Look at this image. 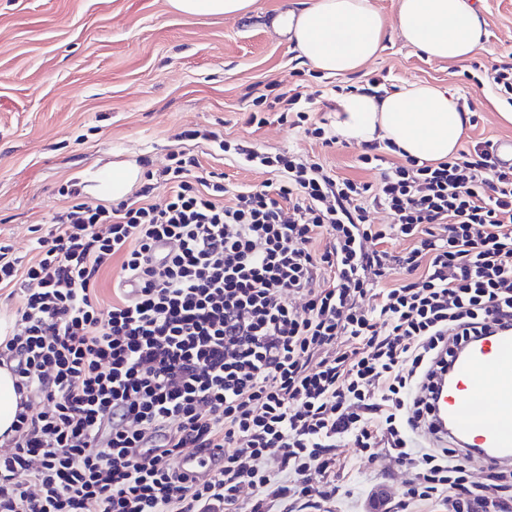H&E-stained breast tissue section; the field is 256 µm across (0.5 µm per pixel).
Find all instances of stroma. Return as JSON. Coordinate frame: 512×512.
Returning a JSON list of instances; mask_svg holds the SVG:
<instances>
[{"label": "stroma", "instance_id": "stroma-1", "mask_svg": "<svg viewBox=\"0 0 512 512\" xmlns=\"http://www.w3.org/2000/svg\"><path fill=\"white\" fill-rule=\"evenodd\" d=\"M306 2L255 0L250 13L225 18L178 13L168 0H0V239L29 260L32 227L67 207L70 190H85L107 165L130 162L155 172L184 150L205 170L223 173L230 189L275 181L224 152L223 140L261 153L288 150L340 176L376 179V171L359 167L361 144L343 138L324 148L285 124L248 125L252 100L269 83L280 93L321 92L314 116L330 125L335 111L325 102L333 85L360 89L381 74L397 90L429 83L472 100L476 121L464 143L512 138L496 93L466 77L475 66L487 71L512 62V0H476L487 50L462 62L407 44L395 27L399 0H373L385 20L379 53L355 73L317 78L274 25ZM188 130L196 139L185 138ZM336 455L341 467L328 512H366L377 491L394 512H434V505L408 501L414 472L394 458L367 461L347 440Z\"/></svg>", "mask_w": 512, "mask_h": 512}]
</instances>
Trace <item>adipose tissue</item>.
Here are the masks:
<instances>
[{"label": "adipose tissue", "mask_w": 512, "mask_h": 512, "mask_svg": "<svg viewBox=\"0 0 512 512\" xmlns=\"http://www.w3.org/2000/svg\"><path fill=\"white\" fill-rule=\"evenodd\" d=\"M279 23L299 57L330 75L358 70L381 49L383 19L372 0H313L285 12ZM396 26L408 44L433 58L458 61L485 50L474 0H399ZM468 121V113L430 84L381 98L352 93L336 110V127L347 139L387 141L428 162L457 153Z\"/></svg>", "instance_id": "1"}]
</instances>
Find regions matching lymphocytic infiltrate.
Returning a JSON list of instances; mask_svg holds the SVG:
<instances>
[{
	"label": "lymphocytic infiltrate",
	"instance_id": "1",
	"mask_svg": "<svg viewBox=\"0 0 512 512\" xmlns=\"http://www.w3.org/2000/svg\"><path fill=\"white\" fill-rule=\"evenodd\" d=\"M312 102L263 94L247 121L274 113L334 146ZM495 146L390 164L369 143L359 161L380 175L364 182L238 144L240 162L280 180L234 192L178 154L159 173L163 205L149 183L113 207L74 200L26 262L0 241V291L24 299L0 341L19 396L0 436V512H318L343 437L414 470L409 501L512 512L511 466L482 462L477 483L459 449L412 443L446 356L512 331V166ZM212 450V468L179 469Z\"/></svg>",
	"mask_w": 512,
	"mask_h": 512
}]
</instances>
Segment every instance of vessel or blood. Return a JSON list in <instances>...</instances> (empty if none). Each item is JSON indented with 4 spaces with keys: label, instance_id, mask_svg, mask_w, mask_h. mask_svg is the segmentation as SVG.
<instances>
[{
    "label": "vessel or blood",
    "instance_id": "1",
    "mask_svg": "<svg viewBox=\"0 0 512 512\" xmlns=\"http://www.w3.org/2000/svg\"><path fill=\"white\" fill-rule=\"evenodd\" d=\"M453 387H436L434 423L473 454L512 463V333L483 336L456 351Z\"/></svg>",
    "mask_w": 512,
    "mask_h": 512
}]
</instances>
